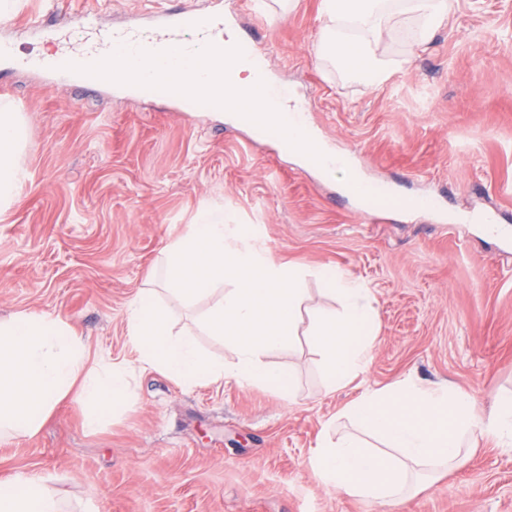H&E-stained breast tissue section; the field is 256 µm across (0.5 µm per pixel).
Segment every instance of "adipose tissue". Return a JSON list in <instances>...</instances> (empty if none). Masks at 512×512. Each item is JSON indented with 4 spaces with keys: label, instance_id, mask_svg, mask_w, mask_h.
<instances>
[{
    "label": "adipose tissue",
    "instance_id": "obj_1",
    "mask_svg": "<svg viewBox=\"0 0 512 512\" xmlns=\"http://www.w3.org/2000/svg\"><path fill=\"white\" fill-rule=\"evenodd\" d=\"M401 5L416 17L421 45L448 19V0H401ZM390 7L391 0H321L327 25L317 56L336 62L366 89H377L393 73L392 61L379 50ZM26 126L24 113L0 103V213L24 179ZM314 276L340 303L338 312L317 316L310 330L327 387L337 390L366 371L377 338V312L363 280L327 267L315 269ZM130 373L128 362L93 360L88 341L60 318L21 310L1 319L0 439L36 434L67 399L81 408L86 429L96 430L105 416L126 405ZM484 436L512 449V394L486 412L447 384L403 380L349 403L334 434L313 452L310 467L341 494L395 506L419 476L450 469ZM0 512L63 510L43 482L3 479Z\"/></svg>",
    "mask_w": 512,
    "mask_h": 512
}]
</instances>
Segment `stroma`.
<instances>
[{"label":"stroma","mask_w":512,"mask_h":512,"mask_svg":"<svg viewBox=\"0 0 512 512\" xmlns=\"http://www.w3.org/2000/svg\"><path fill=\"white\" fill-rule=\"evenodd\" d=\"M155 0H95V27L62 14L50 36L29 21L46 0H18L0 42L16 53L77 51L98 33L152 31ZM172 9L223 12L237 34L262 18L265 58L311 128L349 155L399 203L361 213L333 178L272 139L203 109L115 88L85 93L0 61L24 103V184L0 215V318L29 310L61 318L91 353L133 360L126 308L160 291L175 333L209 361L232 348L208 335L205 312L166 291L162 251L203 209L259 224L267 246L301 267L302 317L333 311L312 272L364 280L379 330L372 360L329 392L308 336L270 356L295 373L292 399L261 385L185 388L136 370L127 408L87 432L59 405L32 436L0 442V479H42L69 512H380L376 503L316 480L310 457L327 421L364 391L406 377L445 382L491 409L512 392V0H452L426 49L415 20L394 11L381 45L395 63L368 91L315 44L320 0H170ZM426 197L432 208L411 210ZM494 214L501 234L478 223ZM394 512H512V451L490 438Z\"/></svg>","instance_id":"obj_1"}]
</instances>
